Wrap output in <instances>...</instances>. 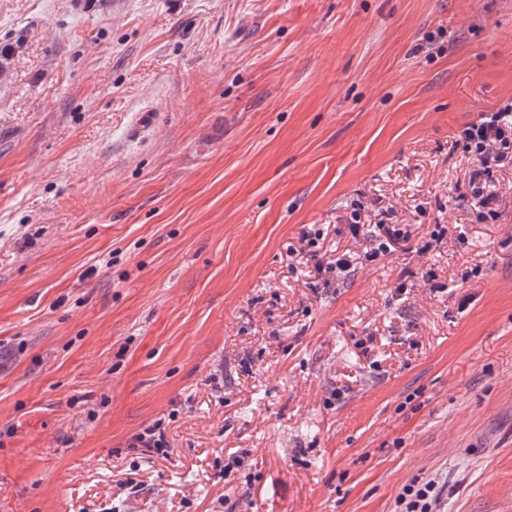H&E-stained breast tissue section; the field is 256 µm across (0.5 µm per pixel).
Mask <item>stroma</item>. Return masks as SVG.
Here are the masks:
<instances>
[{"mask_svg":"<svg viewBox=\"0 0 512 512\" xmlns=\"http://www.w3.org/2000/svg\"><path fill=\"white\" fill-rule=\"evenodd\" d=\"M1 49L0 512H512V167L480 223L453 145L512 0H0ZM358 211L353 210L347 224L348 232L355 240L366 241L365 255L370 261L389 256L400 244L409 243L410 234L402 224H359ZM315 278L324 279L326 282L336 276V280L345 279L350 273V263L345 258L329 260L321 256L314 265ZM394 512H440L438 482L415 478L403 485L395 500Z\"/></svg>","mask_w":512,"mask_h":512,"instance_id":"obj_1","label":"stroma"}]
</instances>
